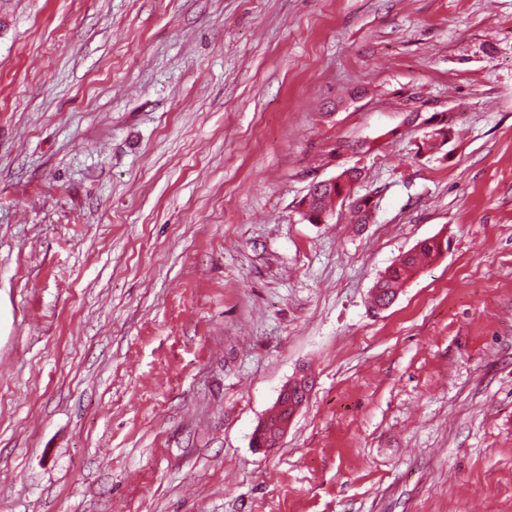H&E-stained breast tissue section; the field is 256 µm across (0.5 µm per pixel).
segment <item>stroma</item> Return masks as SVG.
Here are the masks:
<instances>
[{"label": "stroma", "mask_w": 512, "mask_h": 512, "mask_svg": "<svg viewBox=\"0 0 512 512\" xmlns=\"http://www.w3.org/2000/svg\"><path fill=\"white\" fill-rule=\"evenodd\" d=\"M0 512H512V0H0ZM336 178V179H335ZM362 178V173H354L351 169L342 170L336 177L327 180L313 183L307 195L305 196V203L302 207V212L307 210L309 198L316 191H320L324 186L331 185L336 181V184L327 186L322 193L312 196L310 203V214H319L325 210H331L335 200L341 199L342 203L350 199L351 191L358 181ZM309 213L305 214L304 220L310 217ZM443 253V242L435 237L423 240L414 250L400 256L376 280L372 305H384L396 297L397 292L415 273L425 258H439Z\"/></svg>", "instance_id": "stroma-1"}]
</instances>
